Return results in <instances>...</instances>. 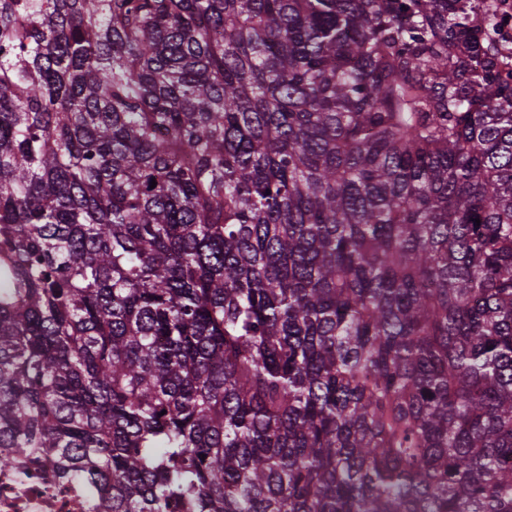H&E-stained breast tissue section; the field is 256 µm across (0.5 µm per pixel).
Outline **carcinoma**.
Listing matches in <instances>:
<instances>
[{"mask_svg":"<svg viewBox=\"0 0 512 512\" xmlns=\"http://www.w3.org/2000/svg\"><path fill=\"white\" fill-rule=\"evenodd\" d=\"M508 9L0 0V469L512 512Z\"/></svg>","mask_w":512,"mask_h":512,"instance_id":"carcinoma-1","label":"carcinoma"}]
</instances>
